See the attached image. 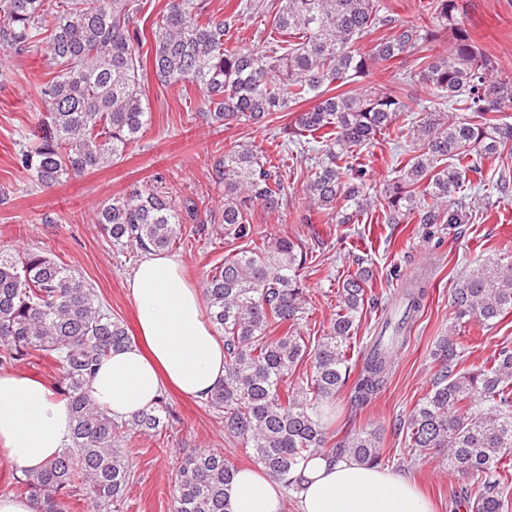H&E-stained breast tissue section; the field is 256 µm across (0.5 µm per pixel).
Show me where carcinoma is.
Instances as JSON below:
<instances>
[{
	"mask_svg": "<svg viewBox=\"0 0 512 512\" xmlns=\"http://www.w3.org/2000/svg\"><path fill=\"white\" fill-rule=\"evenodd\" d=\"M204 0H168L155 22L153 69L171 86L200 89L208 123H261L275 112L312 101L291 124L279 128L304 159V191L313 205L342 215L349 224L368 205L365 172L357 155L387 132L411 141L417 155L397 163L383 189L388 223L416 214L421 224H459L448 201L467 174L481 173L484 158L512 155V75L494 76L489 53L458 21L460 0H423V25L385 11L381 0H280L272 15L266 49L255 52L233 38L235 21L203 19ZM139 0H0V54L44 52L48 79L39 85L47 111L21 150V168L43 188L112 164L137 146L149 121L141 87L143 30ZM454 30L452 49L421 57L381 93L337 92L369 74L438 41ZM384 30L367 51L365 36ZM418 83L433 100L423 105L407 87ZM211 180L224 186L220 215L194 199L177 203L154 176L148 190L134 188L95 213L112 245L165 252L182 237V226L218 222L224 237L241 241L232 256L213 264L203 295L207 316L224 335V381L204 399L223 418L224 437L279 481L300 492L301 466L311 457L350 458L380 467L375 430L350 429L335 442L328 436L329 402L350 389L351 407L369 404L386 384L391 351L403 345L405 325L424 306L426 291L408 285L397 322L387 318L371 337L353 371L350 351L357 319L368 302L369 271L348 275L338 288L336 318L308 346L299 327L308 298L298 271L308 252L298 239L270 237L251 223L249 207L279 206L288 187L278 167L253 146L238 144L211 165ZM454 326L475 320L497 324L512 312V257L469 270L449 297ZM279 331L273 336L271 332ZM131 341L125 325L66 265L33 250L0 247V367L53 356L60 367L53 394L67 401L73 420L67 447L38 472H22L13 492L36 512H67V498L86 490L93 512H122L133 481V462L117 448L119 437L164 427L166 402L128 420H117L91 397L87 379L112 350ZM431 387L402 429L421 458L441 457L448 470L476 476L458 490L471 512H509L512 490V346L490 361L464 367L465 349L453 333L440 336ZM311 376L292 374L303 360ZM239 468L221 451L185 455L172 476L171 512H227V491Z\"/></svg>",
	"mask_w": 512,
	"mask_h": 512,
	"instance_id": "cac0c4a2",
	"label": "carcinoma"
}]
</instances>
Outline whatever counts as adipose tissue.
I'll list each match as a JSON object with an SVG mask.
<instances>
[{
    "label": "adipose tissue",
    "instance_id": "obj_1",
    "mask_svg": "<svg viewBox=\"0 0 512 512\" xmlns=\"http://www.w3.org/2000/svg\"><path fill=\"white\" fill-rule=\"evenodd\" d=\"M126 286L141 334L112 352L89 381L92 398L129 418L152 405L165 386L205 398L224 378V342L204 314L181 261L149 253ZM68 404L21 372H0V460L37 472L70 440ZM283 489L264 470H244L229 490V512H282ZM300 512H432L407 478L351 460L312 458L303 472Z\"/></svg>",
    "mask_w": 512,
    "mask_h": 512
}]
</instances>
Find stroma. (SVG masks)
<instances>
[{
  "mask_svg": "<svg viewBox=\"0 0 512 512\" xmlns=\"http://www.w3.org/2000/svg\"><path fill=\"white\" fill-rule=\"evenodd\" d=\"M246 0H208L210 12L235 17L236 37L255 51L265 47L270 28L272 0L248 10ZM459 20L478 46L491 53L500 71L512 74V0H462ZM48 70L38 50L17 57L0 56V245L44 252L73 268L90 284L113 319L123 322L130 336H137L135 311L126 280L143 259L142 253L121 251L93 222L103 201L120 197L131 186L147 189L156 174L165 177L173 199H202L217 210L224 203V188L208 175L213 158L245 142L278 163L288 196L277 210L254 204L253 223L272 236L299 238L313 259L303 269L302 284L308 294L307 314L300 326L303 336L326 333L336 312L339 281L356 272L357 257H364L373 294L389 304L400 299L405 283L422 279L427 290L424 307L410 329V339L396 349L386 386L360 410H352L350 396L336 399V427L375 428L381 433V450L391 457V471L413 479L428 497L435 512H466L453 494L463 480L450 474L438 460L412 455L399 429L412 408L431 385L436 363L432 356L436 337L445 335L452 315L450 291L457 276L490 260L512 256V191L501 192V176L512 178V156L482 162L480 189L463 187L459 224H423L417 215L392 224L382 207L361 211L355 223H337L335 215L316 210L303 191V162L292 160L278 134L294 120L298 108L270 116L265 124L246 121L210 125L199 110L203 97L196 88L182 90L162 84L152 64H145L142 79L149 121L134 150L125 152L109 167L68 179L50 188L33 184L16 162L25 134L46 106L36 93ZM393 146L378 136L358 162L366 170L370 193H380L393 178ZM231 246L223 234H199L185 225L172 253L184 264L186 279L201 288L213 262ZM468 363L477 365L498 345L512 343V314L493 328L472 322L463 333ZM170 417L160 432L143 435L133 445L135 478L125 495L124 512H170L171 471L186 454L220 450L226 459L251 467L239 444L228 441L217 414L200 400L165 389Z\"/></svg>",
  "mask_w": 512,
  "mask_h": 512,
  "instance_id": "35a3bbf8",
  "label": "stroma"
}]
</instances>
